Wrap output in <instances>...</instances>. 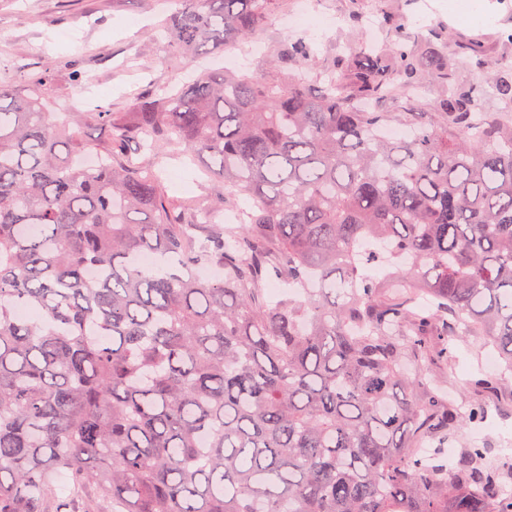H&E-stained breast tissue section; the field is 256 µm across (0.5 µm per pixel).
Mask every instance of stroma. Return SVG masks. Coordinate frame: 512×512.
Masks as SVG:
<instances>
[{
    "instance_id": "1",
    "label": "stroma",
    "mask_w": 512,
    "mask_h": 512,
    "mask_svg": "<svg viewBox=\"0 0 512 512\" xmlns=\"http://www.w3.org/2000/svg\"><path fill=\"white\" fill-rule=\"evenodd\" d=\"M376 2L385 8L395 5V0H320L322 17L296 34L313 44L318 62H327L349 29L350 15H365ZM448 3L428 0L421 5L414 0L409 10L419 29L444 23L456 40L512 32V0H489L493 19L488 23L469 21ZM176 7L175 0H0V66L19 79L50 74L45 96L87 113L82 138L87 149L96 150L106 133L91 113L128 111L136 96L159 90L164 81L187 80L195 70L194 60L171 58L166 39L156 30ZM281 37L276 25L268 24L256 35L255 53L217 52L208 65L266 77ZM155 169L173 197H196L210 204L224 191L218 179L180 158H164ZM475 345L471 337L455 340L451 366L442 373L463 410L473 400L471 380L486 370L485 357L475 352ZM472 445L487 449L493 461L512 462V414L487 402L484 422L462 429L455 442L459 449Z\"/></svg>"
}]
</instances>
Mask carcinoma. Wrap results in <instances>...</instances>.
<instances>
[{
  "instance_id": "cac0c4a2",
  "label": "carcinoma",
  "mask_w": 512,
  "mask_h": 512,
  "mask_svg": "<svg viewBox=\"0 0 512 512\" xmlns=\"http://www.w3.org/2000/svg\"><path fill=\"white\" fill-rule=\"evenodd\" d=\"M175 2L166 37L197 60L277 5ZM383 15L387 38L362 29L324 65L298 37L284 74L203 69L89 113L107 131L92 169L61 157L84 142L46 76L0 81V512H512V469L441 459L484 403L460 415L427 377L462 336L501 358L473 391L512 372V63ZM427 82L429 111L395 106ZM167 146L207 159L227 203L252 198L239 232L166 195L138 156ZM272 277L298 292L265 298Z\"/></svg>"
}]
</instances>
